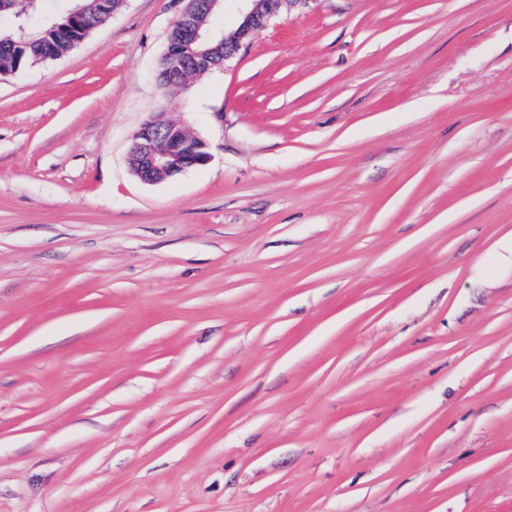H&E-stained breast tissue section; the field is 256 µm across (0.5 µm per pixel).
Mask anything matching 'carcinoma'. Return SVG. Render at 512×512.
Here are the masks:
<instances>
[{
	"label": "carcinoma",
	"mask_w": 512,
	"mask_h": 512,
	"mask_svg": "<svg viewBox=\"0 0 512 512\" xmlns=\"http://www.w3.org/2000/svg\"><path fill=\"white\" fill-rule=\"evenodd\" d=\"M39 0H6L0 19L10 28L0 36V76L67 55L93 28L106 22L120 0H74L59 20L42 23Z\"/></svg>",
	"instance_id": "cac0c4a2"
}]
</instances>
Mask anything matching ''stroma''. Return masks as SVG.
I'll return each mask as SVG.
<instances>
[{"label":"stroma","mask_w":512,"mask_h":512,"mask_svg":"<svg viewBox=\"0 0 512 512\" xmlns=\"http://www.w3.org/2000/svg\"><path fill=\"white\" fill-rule=\"evenodd\" d=\"M178 11L0 77V512H512V0H309L171 91ZM159 112L211 160L146 184Z\"/></svg>","instance_id":"stroma-1"}]
</instances>
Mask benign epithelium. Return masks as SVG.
<instances>
[{
	"label": "benign epithelium",
	"instance_id": "benign-epithelium-1",
	"mask_svg": "<svg viewBox=\"0 0 512 512\" xmlns=\"http://www.w3.org/2000/svg\"><path fill=\"white\" fill-rule=\"evenodd\" d=\"M178 19L183 38L167 42L165 77L181 86L189 85L187 73L210 67L213 54L218 52L228 61L234 58L255 33L265 28L281 7L298 0H240L241 20L229 34L224 31H204L198 22L201 14H212L223 0H181ZM130 160L134 175L146 184L162 183L185 170L206 165L211 155L207 144L191 137L183 127L160 116L145 122L133 135Z\"/></svg>",
	"mask_w": 512,
	"mask_h": 512
}]
</instances>
